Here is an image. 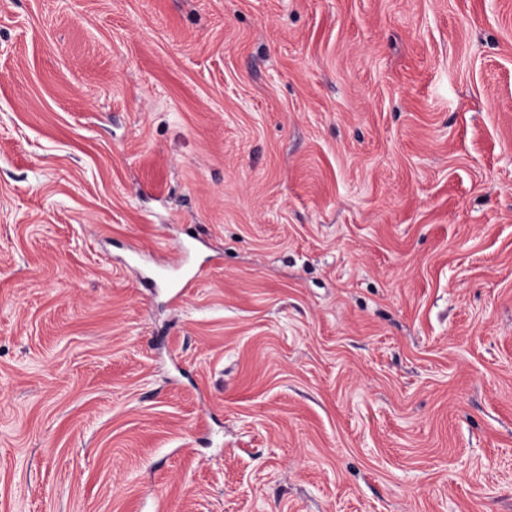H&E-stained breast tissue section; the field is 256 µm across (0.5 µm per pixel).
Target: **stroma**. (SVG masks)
I'll use <instances>...</instances> for the list:
<instances>
[{
    "label": "stroma",
    "mask_w": 512,
    "mask_h": 512,
    "mask_svg": "<svg viewBox=\"0 0 512 512\" xmlns=\"http://www.w3.org/2000/svg\"><path fill=\"white\" fill-rule=\"evenodd\" d=\"M0 512H512V0H0Z\"/></svg>",
    "instance_id": "1"
}]
</instances>
